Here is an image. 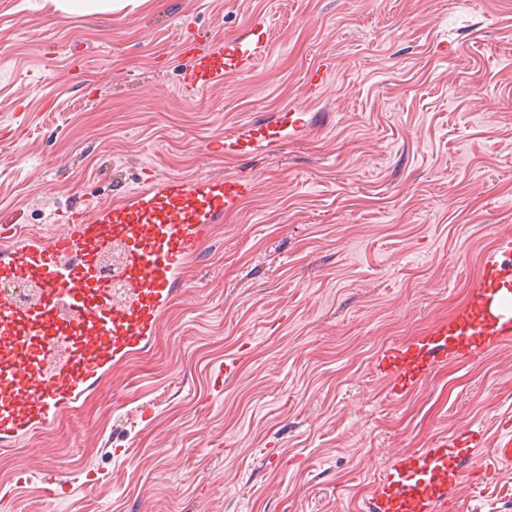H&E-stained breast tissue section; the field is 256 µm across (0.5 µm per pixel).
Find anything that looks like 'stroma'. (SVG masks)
I'll use <instances>...</instances> for the list:
<instances>
[{
    "mask_svg": "<svg viewBox=\"0 0 512 512\" xmlns=\"http://www.w3.org/2000/svg\"><path fill=\"white\" fill-rule=\"evenodd\" d=\"M260 32L247 72L182 90L197 50ZM287 111L307 126L279 148L220 152ZM145 168L242 176L253 192L147 353L0 449V484L50 463L101 482L52 500L35 479L0 512H365L392 451L470 433L490 455L512 418V340L401 395L374 365L457 320L512 238V0H143L64 20L0 0V210L47 234ZM473 476L447 512H512Z\"/></svg>",
    "mask_w": 512,
    "mask_h": 512,
    "instance_id": "obj_1",
    "label": "stroma"
}]
</instances>
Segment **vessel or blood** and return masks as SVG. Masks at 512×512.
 Here are the masks:
<instances>
[{"label": "vessel or blood", "mask_w": 512, "mask_h": 512, "mask_svg": "<svg viewBox=\"0 0 512 512\" xmlns=\"http://www.w3.org/2000/svg\"><path fill=\"white\" fill-rule=\"evenodd\" d=\"M261 41L225 49L223 61L192 63L190 88L223 83L245 71ZM303 123L300 113H282L277 123L252 125L225 136L224 152L240 156L284 143ZM253 190L244 177L192 180L154 174L117 200L71 208L61 230L28 234L17 219L0 222V447L10 448L53 425L80 406L91 391L111 384L112 370L148 348L164 312L187 287L184 273L212 238L225 211ZM480 287H512V269L485 260ZM498 346L512 338V314L465 320L457 349L448 347V325L436 324L423 342L388 350L378 370L391 394L414 385L442 358L472 357L469 339ZM512 464V419L502 424L497 448L483 462L477 491L506 498L512 486L496 477ZM97 471L61 473L45 467L46 497H68L76 483L98 481ZM448 442L419 452H395L370 512H446Z\"/></svg>", "instance_id": "obj_1"}]
</instances>
